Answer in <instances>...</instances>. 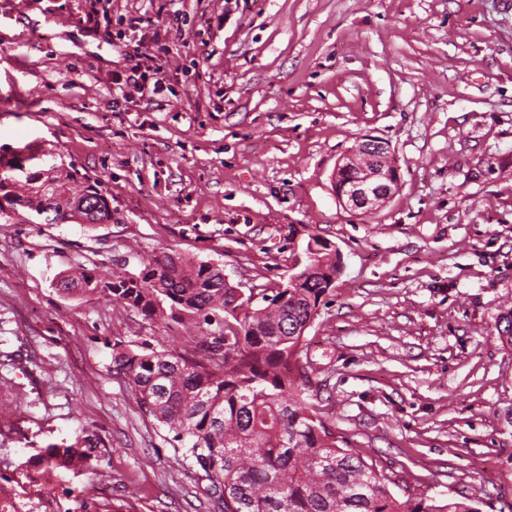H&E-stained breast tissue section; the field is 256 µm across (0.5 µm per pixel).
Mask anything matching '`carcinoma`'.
Here are the masks:
<instances>
[{
  "mask_svg": "<svg viewBox=\"0 0 512 512\" xmlns=\"http://www.w3.org/2000/svg\"><path fill=\"white\" fill-rule=\"evenodd\" d=\"M7 208L8 224L32 222L31 212L44 224L112 222L98 183L72 164L29 172L23 182L0 178V211ZM308 239L288 287L251 288L236 304L221 268L165 253L110 281L83 268L61 278L62 292L98 295L152 324L189 329L191 357L120 340L113 362L141 409L172 435L181 464L204 473L214 512H478L471 498L400 501L376 460L340 446L311 403L303 328L342 267L323 240ZM91 448L49 447L44 457L74 470Z\"/></svg>",
  "mask_w": 512,
  "mask_h": 512,
  "instance_id": "carcinoma-1",
  "label": "carcinoma"
}]
</instances>
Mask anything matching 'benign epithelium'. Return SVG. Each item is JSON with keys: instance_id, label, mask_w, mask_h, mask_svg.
<instances>
[{"instance_id": "7a95c632", "label": "benign epithelium", "mask_w": 512, "mask_h": 512, "mask_svg": "<svg viewBox=\"0 0 512 512\" xmlns=\"http://www.w3.org/2000/svg\"><path fill=\"white\" fill-rule=\"evenodd\" d=\"M358 171L344 184L338 202L346 208L372 212L385 207L402 185L401 168L389 143L377 136L357 138L336 164L335 171Z\"/></svg>"}]
</instances>
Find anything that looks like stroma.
Returning <instances> with one entry per match:
<instances>
[{
    "instance_id": "1",
    "label": "stroma",
    "mask_w": 512,
    "mask_h": 512,
    "mask_svg": "<svg viewBox=\"0 0 512 512\" xmlns=\"http://www.w3.org/2000/svg\"><path fill=\"white\" fill-rule=\"evenodd\" d=\"M87 11L0 0V152L74 164L112 208L0 223V476L24 512L210 507L112 364L118 340L192 355L184 329L62 294L60 273L108 281L166 252L273 288L312 234L342 263L306 332L326 423L400 500L512 512V0H111L103 30ZM175 11L157 93L118 89L143 35L127 18ZM365 134L402 174L371 214L332 186ZM87 435L92 466L29 484L43 448Z\"/></svg>"
}]
</instances>
